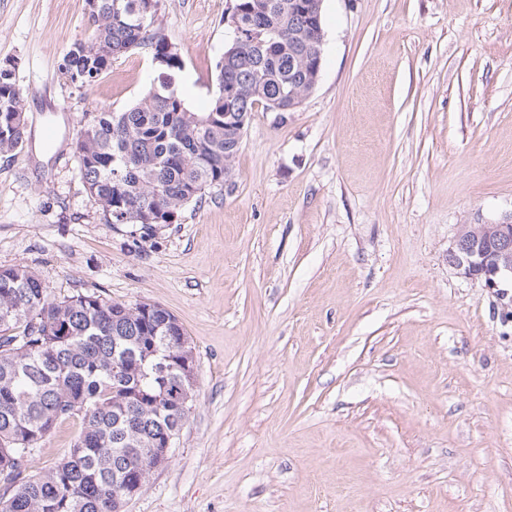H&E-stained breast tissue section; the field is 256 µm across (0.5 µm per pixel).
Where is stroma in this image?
<instances>
[{
    "label": "stroma",
    "instance_id": "obj_1",
    "mask_svg": "<svg viewBox=\"0 0 512 512\" xmlns=\"http://www.w3.org/2000/svg\"><path fill=\"white\" fill-rule=\"evenodd\" d=\"M233 4L159 0L191 111L217 94ZM322 17L315 89L256 105L231 191L144 238L85 192L76 133L150 89V50L83 93L61 64L86 0H0L28 123L0 155V267L58 299L160 304L194 347L188 419L123 512H512V318L448 264L459 225L512 219V0H323Z\"/></svg>",
    "mask_w": 512,
    "mask_h": 512
}]
</instances>
